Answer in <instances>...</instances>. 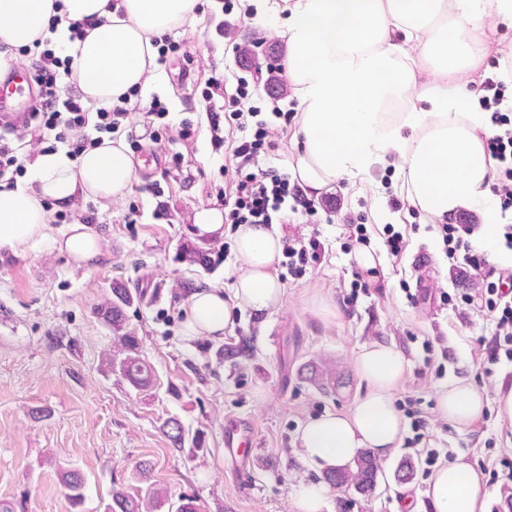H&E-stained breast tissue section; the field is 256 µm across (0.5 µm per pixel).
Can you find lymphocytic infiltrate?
Instances as JSON below:
<instances>
[{
    "mask_svg": "<svg viewBox=\"0 0 512 512\" xmlns=\"http://www.w3.org/2000/svg\"><path fill=\"white\" fill-rule=\"evenodd\" d=\"M70 61L56 56L53 49L42 50L34 64V79L39 93L22 126L7 122L0 126V183L14 186L23 172V164L14 145L15 137L28 138L30 145H41L46 135L67 145L71 155L100 145L103 137L112 135L127 119L122 106L98 108L88 113L80 94L64 86L62 79L70 75ZM481 103L490 109L499 126L498 134L484 143L486 154L498 167V179L492 190L502 208H512V119L500 112L506 89L492 78L480 83ZM238 137L231 142L235 161L232 191L224 200L225 223L271 224L279 220L288 207L295 206L312 216L317 207L307 198L299 184L291 182L286 172L269 167L260 168L259 157L277 150L272 128L266 121H257L254 132H247L245 123H238ZM441 237L448 260L482 281L480 312L491 318L493 331L487 352L480 365L486 376H493L502 362L512 363V278L495 277L486 255L470 241L474 231L470 224H440Z\"/></svg>",
    "mask_w": 512,
    "mask_h": 512,
    "instance_id": "obj_1",
    "label": "lymphocytic infiltrate"
}]
</instances>
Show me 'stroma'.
<instances>
[{"instance_id":"stroma-1","label":"stroma","mask_w":512,"mask_h":512,"mask_svg":"<svg viewBox=\"0 0 512 512\" xmlns=\"http://www.w3.org/2000/svg\"><path fill=\"white\" fill-rule=\"evenodd\" d=\"M170 36L180 49L161 69L164 84L138 90L127 103L129 116L116 136L141 138L134 153L137 180L119 200L90 198L78 211L51 210L53 228L93 216L102 235V254L77 264L52 240H39L15 254L0 255V503L13 512H104L113 489L144 494L148 483L167 488L175 512L181 497H194L199 512H298L295 490L320 482L324 474L300 457L298 431L307 419L350 412L368 390L354 371V359L372 343L396 347L408 368L393 391L396 406L414 400L428 422L427 438L413 443L404 427L392 458L380 461L372 493L355 486L330 489L324 512H430L425 491L431 476L427 450L464 456L478 470L512 458V427L499 422L495 395L512 383V365L485 376L481 338L491 336L489 316L471 299L482 286L450 265L442 240L429 230L419 210L405 204L398 160L374 174L373 183L343 180L318 199L321 213H289L276 230L281 239L318 238L324 251L302 278L276 273L284 286L280 306L258 316L234 309L224 337L190 338L185 320L190 290L211 283L232 290L239 260L236 235L219 242L199 239L193 216L202 208H223L220 190L229 147L215 148L201 92L215 77L226 96L238 82L248 85V105L260 119L272 120L273 107L298 112L291 92L270 93L266 68H286L284 46L274 30L246 12L241 0H198L193 16ZM250 46V58L240 47ZM167 109L149 116L152 100ZM256 118V119H259ZM196 129L193 140L177 138L182 120ZM256 119L247 118V125ZM160 182L163 198L146 192ZM168 216H154L157 204ZM136 223H127L129 213ZM366 228L368 246L378 262L369 294L355 307L343 299L351 291L352 267L359 247L351 227ZM401 231L408 247L388 255L387 227ZM203 249L201 265L182 261L185 248ZM429 258L427 293H417V252ZM121 285L142 291L126 310V324L140 340L152 369L150 385L135 389L119 371L102 361L113 346L112 328L100 311ZM241 347L228 358L225 348ZM332 368L334 384L309 380L312 365ZM467 380L486 397L483 415L459 428L437 409L440 388ZM252 422L257 446L252 481L235 484L226 477L224 424L230 418ZM177 419L184 444L175 447L163 430ZM411 459L414 472L403 482L397 471ZM85 478V503L72 507L58 478L59 469Z\"/></svg>"}]
</instances>
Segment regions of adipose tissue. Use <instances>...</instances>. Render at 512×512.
<instances>
[{"label": "adipose tissue", "instance_id": "1", "mask_svg": "<svg viewBox=\"0 0 512 512\" xmlns=\"http://www.w3.org/2000/svg\"><path fill=\"white\" fill-rule=\"evenodd\" d=\"M256 18L275 17L287 53L288 82L300 108L293 171L311 198L343 178L370 175L397 155L402 188L412 206L432 220L476 209L485 224L477 246L491 261L512 267L496 225L507 212L490 192L493 164L484 142L497 131L478 94L468 91L491 50L488 31L512 21V0H247ZM197 0H0V45L49 41L73 59V78L85 103L106 106L133 88L160 82L152 38L165 35L195 10ZM100 20L83 38L71 27ZM136 179L122 142L71 157L68 149L40 153L24 181L0 188V252L15 253L48 228L47 206L77 208L90 198L120 199ZM58 244L74 261L102 253L90 225H66ZM241 259L232 297L222 288H196L188 298L185 330L222 339L232 307L264 314L284 288L274 272L280 236L268 224L240 225ZM369 390L346 414L327 413L300 429L301 459L336 471L360 449L391 457L403 428L392 390L406 360L395 347L374 343L354 360ZM484 396L466 382L441 389L438 411L467 427L483 411ZM432 512H488L492 497L482 475L458 458L434 471L427 489Z\"/></svg>", "mask_w": 512, "mask_h": 512}]
</instances>
